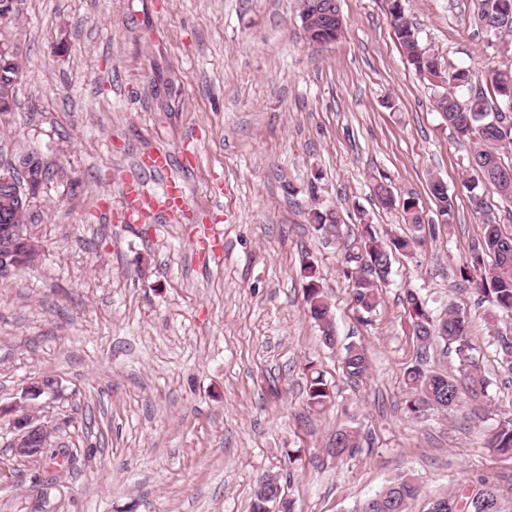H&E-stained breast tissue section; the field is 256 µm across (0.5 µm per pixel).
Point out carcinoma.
Listing matches in <instances>:
<instances>
[{
	"instance_id": "1",
	"label": "carcinoma",
	"mask_w": 512,
	"mask_h": 512,
	"mask_svg": "<svg viewBox=\"0 0 512 512\" xmlns=\"http://www.w3.org/2000/svg\"><path fill=\"white\" fill-rule=\"evenodd\" d=\"M390 14L395 32L407 62L413 68L432 79L445 82L450 91L441 94L437 108L443 112L457 137L475 145L469 164L476 170L482 181L496 187V180L512 174V164L502 160L505 151H512V127L505 130L492 124V113L498 106L491 104L488 97L478 87L479 80L489 83L500 103L512 102V74L487 69L482 77L466 68H454L442 74L437 58L422 47L415 28L404 18L397 0H391ZM476 25L488 36L507 47L512 38V0H476L474 12ZM21 69L14 64L10 69L0 68V114L11 111L15 102L16 84ZM467 91L463 98L456 89ZM476 186L469 187L475 212L480 216L483 235L474 246L470 263L461 270V276L473 284L477 292L491 302L494 309L502 313H512V234L503 233L496 219L487 213L481 195L475 193ZM430 194L439 214L446 218L454 211L453 195L439 180L430 183ZM405 223L421 227L425 223L423 212L414 198L402 201ZM315 229L333 236L340 233L339 218L332 211L313 209L310 212ZM416 239L396 236L389 242L379 237L374 225H361L359 236L346 246L344 262L346 277L349 280L356 306L369 314L378 305V287L386 281L392 269L395 256L411 251ZM492 259L485 264V257ZM304 300L308 315L318 327L323 343L331 347L335 343L333 313L328 298L320 286L314 270H308L304 285ZM406 304L413 328V334L422 347L443 342L453 349L458 360V374L427 372L421 365L406 369L404 381L412 394L409 410L420 412L425 409L448 412L454 410L465 394H483L488 381L482 374L476 348L468 335V324L464 315L450 310L448 317L435 320L427 308L425 300L415 292H406ZM492 346L500 367L512 373V336L496 333ZM343 368L348 377L357 379L364 376L368 361L363 348L348 344L344 347ZM331 399V391L323 374L311 369L307 375V404L311 408L323 407ZM361 435L356 430H338L333 436L328 452L342 459L359 448ZM486 448L497 455L512 457V419L504 421L488 434ZM420 488L414 479L401 475L390 482L382 491L365 499L356 512H407L410 501L418 497ZM501 496L498 485L488 479L479 482L474 495H465L459 489L429 503L434 507L445 499L458 503L453 512H485L495 498Z\"/></svg>"
}]
</instances>
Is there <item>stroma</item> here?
I'll use <instances>...</instances> for the list:
<instances>
[{
  "label": "stroma",
  "mask_w": 512,
  "mask_h": 512,
  "mask_svg": "<svg viewBox=\"0 0 512 512\" xmlns=\"http://www.w3.org/2000/svg\"><path fill=\"white\" fill-rule=\"evenodd\" d=\"M400 7L441 69L512 72V50L475 26L474 0ZM339 8L344 33L322 44L304 36L301 0H21L0 21V41L22 54L0 164L33 152L49 170L26 218L40 260L0 280V404L42 377L63 390L44 409L57 431L40 460L14 457L0 423V512H249L268 473L295 512H355L403 474L421 488L408 512L484 478L512 512V458L484 446L512 419V374L491 345L512 315L493 314L460 274L483 234L472 145L437 111L440 87L407 63L389 0ZM153 149L169 152L187 197L172 219L146 201L162 192L139 166ZM130 174L143 198L128 196ZM435 177L455 197L446 222ZM380 182L426 220L366 315L345 243L364 219L384 238L410 232L401 207L380 205ZM315 207L338 212L339 236L315 230ZM309 263L334 312L333 350L305 312ZM409 290L434 318L464 312L485 397L408 411L407 367H457L443 345L417 342ZM350 342L370 362L356 380L341 367ZM310 363L331 390L318 409ZM343 428L364 439L339 461L326 449Z\"/></svg>",
  "instance_id": "obj_1"
}]
</instances>
